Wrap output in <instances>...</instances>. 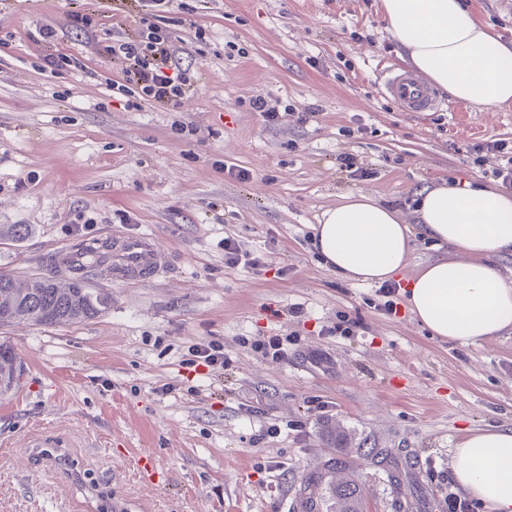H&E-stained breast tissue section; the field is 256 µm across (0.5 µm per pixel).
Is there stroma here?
<instances>
[{
  "label": "stroma",
  "instance_id": "stroma-1",
  "mask_svg": "<svg viewBox=\"0 0 512 512\" xmlns=\"http://www.w3.org/2000/svg\"><path fill=\"white\" fill-rule=\"evenodd\" d=\"M469 4L512 42V0ZM75 11L88 27L71 26ZM157 26L193 81L176 108L128 106L120 89L125 63L106 47L137 34L136 0H0V225L30 229L0 242V271L52 272L56 249L113 234L153 237L164 265L146 281L90 271L109 298L94 319L0 327L23 366L0 396V512H84L30 460L40 427L145 512H291L336 455L345 468L328 479L353 480L364 512H432L431 495L454 490L450 451L466 430L512 426V335L430 338L405 304L386 312L377 286L328 270L311 227L347 192L404 210L442 178L495 184L500 154L469 148L512 147V103L455 113L443 93V109L400 111L379 89L402 64L380 0H170ZM51 53L80 66L50 72ZM260 95L289 112L265 122L249 106ZM227 237L260 266L226 268ZM270 336L284 359L260 350ZM210 341L225 365L194 366ZM374 448L410 450L422 477L390 482ZM141 453L148 482L132 465Z\"/></svg>",
  "mask_w": 512,
  "mask_h": 512
}]
</instances>
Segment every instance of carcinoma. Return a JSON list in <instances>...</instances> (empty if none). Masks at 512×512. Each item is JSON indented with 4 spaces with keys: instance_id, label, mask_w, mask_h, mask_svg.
<instances>
[{
    "instance_id": "cac0c4a2",
    "label": "carcinoma",
    "mask_w": 512,
    "mask_h": 512,
    "mask_svg": "<svg viewBox=\"0 0 512 512\" xmlns=\"http://www.w3.org/2000/svg\"><path fill=\"white\" fill-rule=\"evenodd\" d=\"M29 233L24 224H1L0 240L17 241ZM69 275L34 274L25 284L14 275L0 273V325L28 322L36 325H72L97 317L106 300L91 291L85 282L87 270L71 266ZM21 360L14 348L0 344V395L10 393L18 384ZM322 476L311 474L304 483L305 512H319ZM336 499V512H360V496L356 485L341 481L330 485Z\"/></svg>"
}]
</instances>
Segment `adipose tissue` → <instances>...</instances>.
<instances>
[{
	"instance_id": "1",
	"label": "adipose tissue",
	"mask_w": 512,
	"mask_h": 512,
	"mask_svg": "<svg viewBox=\"0 0 512 512\" xmlns=\"http://www.w3.org/2000/svg\"><path fill=\"white\" fill-rule=\"evenodd\" d=\"M381 9L410 70L471 105L512 101V43L494 37L464 0H381ZM414 203L409 223L369 195H343L314 225L312 245L328 269L365 285L394 279L415 238L447 247L405 290L413 320L434 339L469 346L512 333V282L499 264L512 256V194L444 180ZM449 470L464 497L489 512H512V428L468 430Z\"/></svg>"
}]
</instances>
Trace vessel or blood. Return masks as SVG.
Instances as JSON below:
<instances>
[{
	"label": "vessel or blood",
	"instance_id": "vessel-or-blood-1",
	"mask_svg": "<svg viewBox=\"0 0 512 512\" xmlns=\"http://www.w3.org/2000/svg\"><path fill=\"white\" fill-rule=\"evenodd\" d=\"M382 92L408 112H430L440 109L441 103L433 91L412 74L390 70L384 73ZM163 266L160 252L150 237H118L112 241V276L150 279ZM32 458L39 463L64 467V478L80 488L86 499L88 512H141L139 504L125 498H111L99 486L87 483L77 463L70 458L64 441L57 436L38 433L27 441Z\"/></svg>",
	"mask_w": 512,
	"mask_h": 512
}]
</instances>
